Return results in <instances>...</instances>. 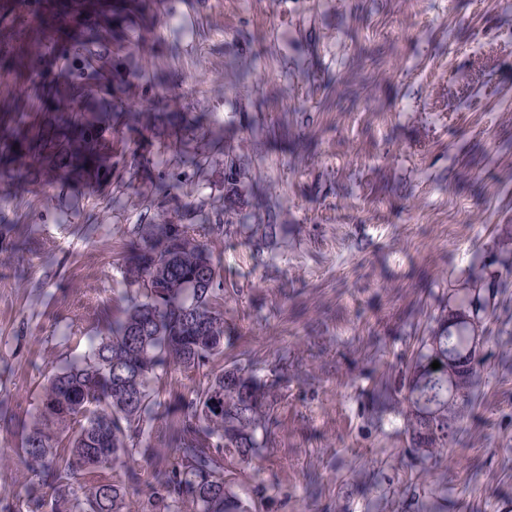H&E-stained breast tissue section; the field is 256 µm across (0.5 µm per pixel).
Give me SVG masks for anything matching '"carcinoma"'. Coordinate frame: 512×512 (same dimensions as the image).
I'll return each mask as SVG.
<instances>
[{
    "label": "carcinoma",
    "instance_id": "1",
    "mask_svg": "<svg viewBox=\"0 0 512 512\" xmlns=\"http://www.w3.org/2000/svg\"><path fill=\"white\" fill-rule=\"evenodd\" d=\"M157 0H112L106 33L112 35V66L101 72L95 45L101 27L63 31L74 53L61 69L70 83L98 80L112 94L110 110L128 111L127 101L152 89L141 69V44L152 43ZM162 163L209 164L206 147L191 150L195 129L170 113ZM141 133L154 136L153 113L131 114ZM224 220L211 224L226 241L244 236L256 255L282 244L278 213L267 209L255 224H241L233 198L250 161L224 151ZM127 186L149 161L132 153ZM123 254L120 282L124 307L79 358L64 357L42 387L34 411L18 421L11 401L0 396V426L20 423L17 455L30 474L20 507L26 512H121L127 490L147 487L140 512H250L232 490L231 475L277 447L279 409L291 377L303 362L276 354L258 368L249 358L226 356L233 338V310L221 302L244 289L224 282L208 245L191 224L174 216L168 224H136ZM512 294V228L498 233L481 261L448 286V303L418 337L413 358L385 366L369 389L374 405L403 419L404 502L410 512H432L436 490L418 464L447 455L468 411L479 401L483 345L492 333L510 334L498 311L508 312ZM473 364L466 398L448 393L457 363ZM440 367H431L433 362ZM180 374L191 381L178 386Z\"/></svg>",
    "mask_w": 512,
    "mask_h": 512
}]
</instances>
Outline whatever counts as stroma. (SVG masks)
I'll use <instances>...</instances> for the list:
<instances>
[{
  "label": "stroma",
  "instance_id": "obj_1",
  "mask_svg": "<svg viewBox=\"0 0 512 512\" xmlns=\"http://www.w3.org/2000/svg\"><path fill=\"white\" fill-rule=\"evenodd\" d=\"M148 70L181 94L204 138L251 164L244 210L279 208L288 245L258 260L244 241L205 240L233 307L232 351L307 361L279 414V445L239 476L256 512H405L403 421L362 417L378 368L353 352L379 337L407 359L448 283L512 225V0H166ZM112 0H0V128L21 127L27 161L0 172V394L36 405L62 353L81 354L116 311L118 254L133 225L224 212V156L199 172L162 165L175 199L147 195L123 160L137 132L113 139L95 111L102 84L58 89L69 46L57 26L96 24ZM56 42L51 67H25ZM484 398L431 481L438 512H512V335L494 337ZM0 427V512L30 474Z\"/></svg>",
  "mask_w": 512,
  "mask_h": 512
}]
</instances>
